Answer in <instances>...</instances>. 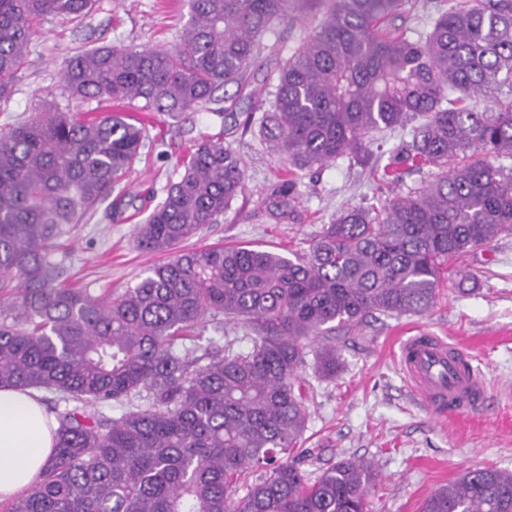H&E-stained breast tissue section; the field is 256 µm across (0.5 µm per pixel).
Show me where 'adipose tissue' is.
<instances>
[{"mask_svg":"<svg viewBox=\"0 0 512 512\" xmlns=\"http://www.w3.org/2000/svg\"><path fill=\"white\" fill-rule=\"evenodd\" d=\"M54 427L30 392L0 389V500L37 481L52 451Z\"/></svg>","mask_w":512,"mask_h":512,"instance_id":"ef3b65f1","label":"adipose tissue"}]
</instances>
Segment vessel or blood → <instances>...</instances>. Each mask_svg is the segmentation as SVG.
<instances>
[{"label":"vessel or blood","mask_w":512,"mask_h":512,"mask_svg":"<svg viewBox=\"0 0 512 512\" xmlns=\"http://www.w3.org/2000/svg\"><path fill=\"white\" fill-rule=\"evenodd\" d=\"M397 359L405 380L438 417L475 406L485 394L468 354L431 332L421 329L403 339Z\"/></svg>","instance_id":"vessel-or-blood-1"}]
</instances>
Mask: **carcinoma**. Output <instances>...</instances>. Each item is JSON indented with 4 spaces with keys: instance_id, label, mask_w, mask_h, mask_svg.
Returning a JSON list of instances; mask_svg holds the SVG:
<instances>
[{
    "instance_id": "1",
    "label": "carcinoma",
    "mask_w": 512,
    "mask_h": 512,
    "mask_svg": "<svg viewBox=\"0 0 512 512\" xmlns=\"http://www.w3.org/2000/svg\"><path fill=\"white\" fill-rule=\"evenodd\" d=\"M317 5V24L276 84L251 91L246 126L283 169L270 206L286 215L296 174L370 154V133L412 126L387 173L432 178L379 208H349L308 252L251 246L178 252L219 224L246 191L243 160L196 139L166 197L136 225L139 247L169 255L115 298L58 280L59 240L121 195L144 125L117 102L184 114L250 86L262 38ZM406 0H188L171 47L102 46L69 58L65 107L40 105L0 125V389L52 393L54 445L39 479L8 512H369L378 478L344 458L315 479L291 453L307 422L299 370L313 355L336 377V346L309 340L373 314H423L453 259L512 235V101L461 105L512 86V0H463L410 39ZM95 0H0V101L27 64L35 26L80 23ZM240 323L251 346L210 337L205 319ZM65 403L59 407V403ZM118 409L114 417L106 410ZM247 492L236 497L239 484ZM422 512H512V472L474 469Z\"/></svg>"
}]
</instances>
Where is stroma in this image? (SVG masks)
Returning a JSON list of instances; mask_svg holds the SVG:
<instances>
[{
    "instance_id": "obj_1",
    "label": "stroma",
    "mask_w": 512,
    "mask_h": 512,
    "mask_svg": "<svg viewBox=\"0 0 512 512\" xmlns=\"http://www.w3.org/2000/svg\"><path fill=\"white\" fill-rule=\"evenodd\" d=\"M312 11L300 9L290 24L266 34L252 68L263 81L276 59L290 56L308 34ZM188 20L185 0H97L81 25L48 20L34 35L29 62L13 85L0 124L22 111L59 101L65 58L103 45L170 46ZM226 117L203 109L172 118L141 113L150 139L128 179L124 214L105 210L73 225L62 241L68 252L62 280L95 296L135 285L146 270L165 260L135 242L137 209H152L178 179L182 144L190 138L220 137L246 163L247 190L225 216L186 242L196 250L252 245L283 255L307 251L312 238L341 210L376 206L428 178V170L392 182L382 173L390 151L410 140L409 131L379 135L380 147L365 159L339 158L304 173L288 218L269 208L278 182L274 160L245 132L250 102L236 85L220 89ZM459 272L439 288L434 305L421 315L374 314L350 333L333 332L340 358L335 378H318L313 366L300 376L309 393L307 425L294 451L310 476L343 458L371 463L379 478L370 489L371 512H421L425 499L466 471H512V235L467 253ZM422 328L461 346L487 382L478 407L446 420L435 417L410 391L396 364L398 339Z\"/></svg>"
}]
</instances>
